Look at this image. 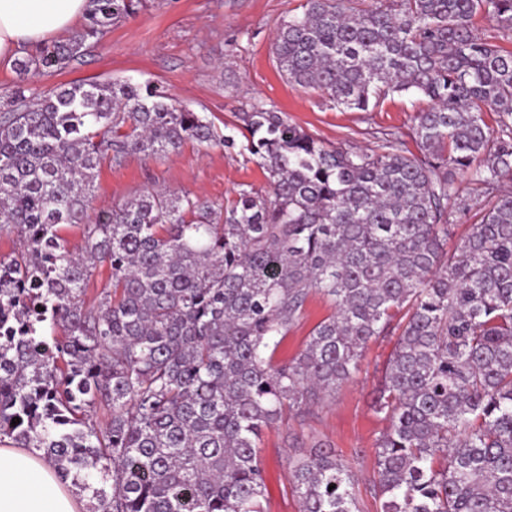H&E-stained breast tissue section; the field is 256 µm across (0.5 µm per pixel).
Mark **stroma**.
Returning a JSON list of instances; mask_svg holds the SVG:
<instances>
[{"instance_id": "35a3bbf8", "label": "stroma", "mask_w": 512, "mask_h": 512, "mask_svg": "<svg viewBox=\"0 0 512 512\" xmlns=\"http://www.w3.org/2000/svg\"><path fill=\"white\" fill-rule=\"evenodd\" d=\"M303 0H144L136 17L112 28L101 39L88 40L82 56L59 72H41L24 80L40 94L72 82L132 81L151 83L173 103L206 115L224 134L239 136L240 116L262 102L284 113L329 145L350 151L377 147L382 134L398 133L409 151L418 146L410 136L417 112L427 100L412 94L388 97L370 112L336 108L321 92L287 82L272 53L277 26ZM266 189L262 170L238 149L186 143L161 161L129 158L122 166L102 163L95 179V211L151 187L188 192L207 202L231 204L240 189ZM332 312L321 296L306 305L300 324L280 347L278 358L303 348L313 327ZM393 343L369 344L360 370L335 395L293 413L265 429L264 512H299L290 485V456L308 453L313 445L335 449L353 470L361 512H377L371 480L375 440L386 426L372 400L380 385Z\"/></svg>"}]
</instances>
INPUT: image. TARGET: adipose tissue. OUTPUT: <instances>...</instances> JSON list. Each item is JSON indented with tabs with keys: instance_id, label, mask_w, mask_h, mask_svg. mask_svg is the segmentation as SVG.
Returning a JSON list of instances; mask_svg holds the SVG:
<instances>
[{
	"instance_id": "obj_1",
	"label": "adipose tissue",
	"mask_w": 512,
	"mask_h": 512,
	"mask_svg": "<svg viewBox=\"0 0 512 512\" xmlns=\"http://www.w3.org/2000/svg\"><path fill=\"white\" fill-rule=\"evenodd\" d=\"M88 0H0V60L70 29ZM55 466L35 448L0 447V512H83Z\"/></svg>"
}]
</instances>
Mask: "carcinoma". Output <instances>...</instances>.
<instances>
[{"label": "carcinoma", "mask_w": 512, "mask_h": 512, "mask_svg": "<svg viewBox=\"0 0 512 512\" xmlns=\"http://www.w3.org/2000/svg\"><path fill=\"white\" fill-rule=\"evenodd\" d=\"M305 0L277 28L283 77L346 110L412 93L430 107L369 152L325 144L261 102L240 153L270 191L229 206L148 188L90 218L95 170L187 142L232 147L158 87L11 90L0 113V445L38 448L86 512H262V433L394 341L373 402L378 512H512V0ZM141 0H89L67 39L14 61L61 71ZM497 115L496 127L484 119ZM474 203L452 210L457 175ZM471 232L448 251L454 224ZM81 231V253L64 230ZM106 265L110 276L88 298ZM333 307L276 352L311 296ZM20 419L14 424L12 420ZM300 512H360L330 448L290 461Z\"/></svg>", "instance_id": "1"}]
</instances>
